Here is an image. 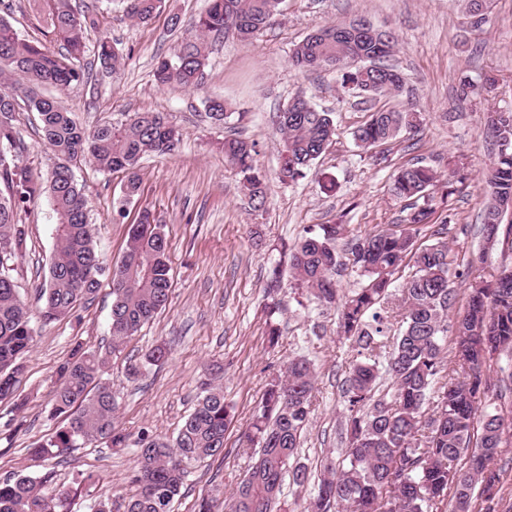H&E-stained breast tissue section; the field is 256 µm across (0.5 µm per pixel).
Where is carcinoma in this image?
Segmentation results:
<instances>
[{"label": "carcinoma", "mask_w": 512, "mask_h": 512, "mask_svg": "<svg viewBox=\"0 0 512 512\" xmlns=\"http://www.w3.org/2000/svg\"><path fill=\"white\" fill-rule=\"evenodd\" d=\"M46 2V24L63 43L62 52L22 38L0 16V250L9 249L0 260V400L16 398L17 414L26 406L25 399L16 397V383L36 331L5 262L26 250L21 215L45 191L55 215L56 251L40 288V321L48 324L93 299L105 277L112 282V308L109 343L86 348L78 342L59 365L49 415L62 419L63 426L31 453L48 460L82 444H132L136 466L130 483L135 491L119 507L123 512H172L186 482L183 463L224 454L233 408L224 399L223 387L206 380L175 436L143 432L131 443L117 427L119 403L104 369L166 307L171 264L164 225L147 208L130 227L121 261L112 267L105 263L72 163L83 157L104 173L123 174L122 202L128 203L140 189V162L175 151L180 134L162 113L153 111L136 112L120 125L105 122L88 129L60 101L40 94L44 86L66 91L88 83L84 33L96 26L94 15L76 10L71 0ZM117 2L123 15L137 23L149 22L162 7V0ZM280 4L207 0L206 8L184 28L179 16H171V29L183 33L157 63L156 84L199 88L206 75V38L232 32L251 42L275 22ZM491 11L490 4L481 12L477 0H466V24L482 30ZM361 23L357 19L314 29L294 45L291 65L309 72L332 69L341 74L342 84L373 98L400 94L405 76L385 63L395 47L393 32L362 31ZM98 59L114 73L124 64V54L107 41L100 44ZM20 99L37 113L43 140L55 156L44 182L24 164L26 148L13 126ZM230 116L223 99H206L205 117L211 123L221 125ZM423 122V113L412 106L379 109L353 137L371 150L404 131L418 132ZM274 123L283 140L284 181L304 176L336 135L331 113L317 109L303 92L276 113ZM486 123L497 154L486 178L483 234L489 245L512 252V233L499 236L504 217L499 202L512 198V111L489 112ZM255 155V144L224 139L225 160L243 174L250 203L260 209L268 187ZM439 178L436 170L418 163L400 168L394 178V193L404 202L399 223L352 240L349 261L364 284L350 295L341 298L336 288L341 266L336 240L344 236V225L320 224L292 248L296 286L323 305L337 307V333L362 356L343 389L348 412L343 459L326 467L308 512H443L447 506L449 512H474L477 500L485 503V512H495L501 500V471L492 462L502 455L503 434L512 427V374L495 379L487 371L501 356H512V266L502 268L492 281H470L466 313L448 321L455 299L448 278V220L436 218L438 205L430 193ZM435 223V242L417 244L420 231ZM408 259L413 271L398 284L395 275ZM396 317L398 337L389 349L386 338ZM450 333L458 378L442 382L445 337ZM168 355L167 347L155 346L145 355V364L128 366V376L138 377L144 365L162 364ZM381 357L391 379L384 390L377 367ZM314 383L315 370L304 356L288 359L284 371L268 381L245 433L247 445L256 448L255 460L232 493L230 512H271L284 478L296 486L308 482V472L296 457L312 414ZM0 512H69L68 494L48 487L46 477H0Z\"/></svg>", "instance_id": "cac0c4a2"}]
</instances>
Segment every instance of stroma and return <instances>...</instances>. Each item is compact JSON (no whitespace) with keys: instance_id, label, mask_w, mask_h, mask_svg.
Returning <instances> with one entry per match:
<instances>
[{"instance_id":"1","label":"stroma","mask_w":512,"mask_h":512,"mask_svg":"<svg viewBox=\"0 0 512 512\" xmlns=\"http://www.w3.org/2000/svg\"><path fill=\"white\" fill-rule=\"evenodd\" d=\"M85 2L94 6L99 18L97 28L86 33L87 61L95 65L103 41L118 44L127 60L117 73L95 65L91 84L61 94L63 105L89 128L150 110L165 113L182 133L172 154L142 162L141 193L124 217L116 210L122 197L120 175L99 172L83 160L73 166L88 200L97 248L107 264L120 261L140 208L152 209L168 239L173 269L169 303L105 369L120 402L117 424L134 437L144 431L172 436L193 409L205 372L213 373L235 419L224 438L223 458L186 464L187 488L173 510L194 512L201 497L228 499L250 462L239 436L267 382L289 358L305 356L316 370L315 411L298 450L309 481L301 487L285 482L282 497L286 512H303L328 460L339 458L345 447L342 388L357 354L350 342L337 336L335 310L294 290L286 247L307 228L342 224L347 229L337 242L342 253L347 240L396 223L401 203L392 192L393 175L414 159L440 172L441 181L432 192L447 198L439 213L450 219L449 274L456 290L452 315L466 310V286L457 275L474 255L485 253L486 261L477 265L476 273L488 281L501 266L512 265V253L486 249L482 235L484 177L496 158L486 115L512 111V0H494L492 20L479 32L466 26L463 0H282L277 21L254 42L242 43L228 35L210 44L205 82L194 91L157 87L153 70L179 37L170 28V15L190 21L205 0H165L161 12L146 24L124 18L106 0ZM11 3L9 20L23 38L61 50V43L45 28L44 0ZM359 17L394 33L390 61L407 81L399 97L372 99L341 88L335 73L300 72L289 64L294 44L313 27ZM464 76L475 87L465 99L459 89ZM489 76L496 88L487 92L482 85ZM300 91L331 112L336 136L305 177L283 182L282 140L272 117ZM214 95L232 105V116L221 126L204 120V101ZM407 101L426 114L421 132L401 134L369 153L358 147L353 132L370 112ZM14 125L27 148L26 164L36 175H47L54 158L35 113L20 108ZM230 135L256 144L257 164L269 186L262 210H253L240 175L224 160L221 144ZM457 159L464 160L469 172L461 184L449 177V165ZM23 219L28 226L27 250L15 259L13 277L22 300L34 311L36 289L55 252L54 218L47 199L31 204ZM275 264L284 266L285 272L281 290L271 297L266 285ZM111 288L110 280H103L98 295L74 315L37 325L17 388L27 398V407L18 415L11 400L0 401V477L50 476L51 487L69 492L71 512H90L95 499L132 490V449L88 445L71 450L59 463L28 452L33 442L50 436L58 426L48 408L55 371L68 358L73 342L96 347L108 336ZM272 326L281 330L274 346L268 342ZM160 343L170 350L167 361L146 367L139 380L129 379L128 364L140 362ZM83 472L97 476L93 491L79 486Z\"/></svg>"}]
</instances>
